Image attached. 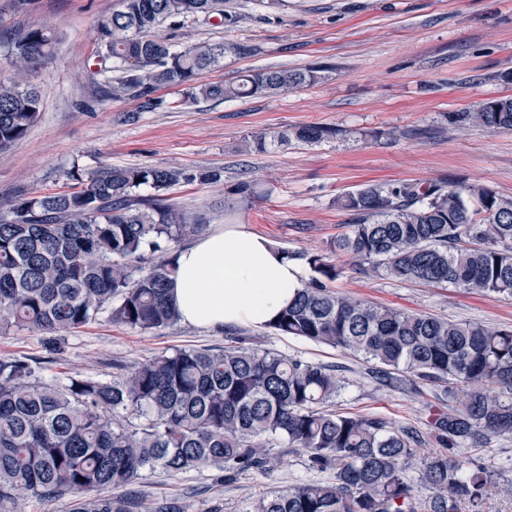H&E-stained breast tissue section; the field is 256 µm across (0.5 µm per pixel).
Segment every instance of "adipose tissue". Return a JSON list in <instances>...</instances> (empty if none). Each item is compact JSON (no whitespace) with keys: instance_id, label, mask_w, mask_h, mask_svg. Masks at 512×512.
<instances>
[{"instance_id":"ef3b65f1","label":"adipose tissue","mask_w":512,"mask_h":512,"mask_svg":"<svg viewBox=\"0 0 512 512\" xmlns=\"http://www.w3.org/2000/svg\"><path fill=\"white\" fill-rule=\"evenodd\" d=\"M300 265L243 224L200 235L184 249L168 298L201 328H264L301 288Z\"/></svg>"}]
</instances>
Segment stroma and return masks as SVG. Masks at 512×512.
<instances>
[{
    "label": "stroma",
    "mask_w": 512,
    "mask_h": 512,
    "mask_svg": "<svg viewBox=\"0 0 512 512\" xmlns=\"http://www.w3.org/2000/svg\"><path fill=\"white\" fill-rule=\"evenodd\" d=\"M119 0H0V81L13 78L2 39L22 28H48L59 37L51 58L30 75L41 96L40 122L9 150L0 151V198L67 189L72 170L178 167L217 171L220 181L181 183L170 203L206 218L207 230L242 223L280 251L320 252L349 216L336 205L343 193L370 183H429L454 178L484 185L512 200V130L458 127L456 112L512 97V0H231L237 21L190 16L160 32L176 48L243 42L256 53L226 58L198 83H232L249 71L321 69L322 78L283 96L185 102L182 87L157 92L164 105L105 96L95 64L94 32L119 9ZM320 124L335 136L321 143L267 152L248 151L245 139L262 131ZM251 183L254 193L225 214L230 190ZM337 291L357 298L453 320L512 325V299L478 296L451 286L401 283L346 270ZM283 355L337 369L347 383L338 409L374 415L423 436L419 454L440 451L429 422L442 403L443 384L407 377L382 386L358 355L304 339L246 326L206 329L182 322L144 334L99 318L50 334L36 329L0 332V356L43 364L42 380L80 373L108 379L113 364L128 368L181 348L221 349L236 338ZM265 471L227 482L201 468L176 476L147 471L117 495L176 498L190 512H250L265 491L331 472L309 468L301 451L269 440ZM493 475L496 512H512V435L494 436L461 454Z\"/></svg>",
    "instance_id": "stroma-1"
}]
</instances>
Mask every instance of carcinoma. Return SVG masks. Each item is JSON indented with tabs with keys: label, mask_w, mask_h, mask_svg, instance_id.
Returning <instances> with one entry per match:
<instances>
[{
	"label": "carcinoma",
	"mask_w": 512,
	"mask_h": 512,
	"mask_svg": "<svg viewBox=\"0 0 512 512\" xmlns=\"http://www.w3.org/2000/svg\"><path fill=\"white\" fill-rule=\"evenodd\" d=\"M213 14L232 23L224 0H120L97 27L96 57L113 73L107 94L132 92L143 107L163 105L160 88L184 86L187 100L285 95L317 83L316 69L248 72L234 84L195 85L196 75L256 48L237 42L176 50L154 34L162 23ZM44 28L5 44L15 80L0 83V150L40 118L41 98L28 73L52 53ZM451 123L512 129V98L492 99ZM336 130L307 125L252 140L313 145ZM80 189L0 199V330L70 331L108 320L144 333L179 321L167 291L176 257L162 253L204 229L166 203L181 182L218 174L180 168L112 167ZM148 193L143 195L141 190ZM351 216L326 252L289 258L306 272L297 297L270 329L358 354L382 385L396 374L448 382V411L434 415L435 437L454 448H480L512 434V326L449 320L340 293L343 255L365 274L401 282L449 285L466 293L512 298V201L459 180L368 184L337 199ZM38 363L0 357V512H25L30 498L76 495L73 512H187L176 499L147 503L103 494L160 469L172 475L214 468L231 481L261 471L269 436L302 450L327 482L264 493L251 512H416L407 464L419 435L374 415L338 412L345 381L333 368L244 343L158 355L105 381L70 374L45 382ZM133 413L138 427L120 418ZM420 483L433 490L425 512H492L491 475L482 466L436 453L421 462Z\"/></svg>",
	"instance_id": "obj_1"
}]
</instances>
